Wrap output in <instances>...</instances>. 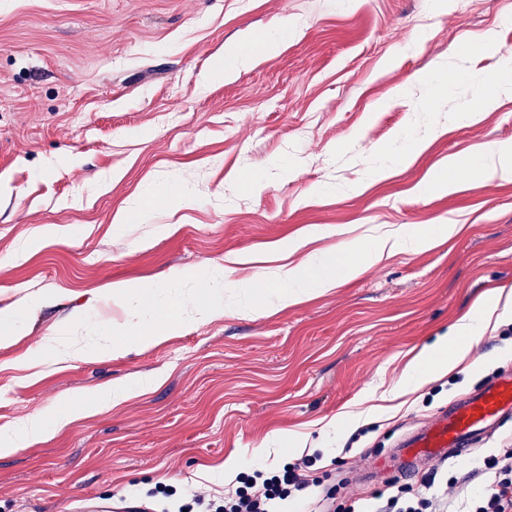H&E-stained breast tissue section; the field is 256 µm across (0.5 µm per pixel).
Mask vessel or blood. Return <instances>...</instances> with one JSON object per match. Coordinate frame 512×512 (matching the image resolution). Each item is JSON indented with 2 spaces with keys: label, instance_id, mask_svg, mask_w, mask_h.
<instances>
[{
  "label": "vessel or blood",
  "instance_id": "vessel-or-blood-1",
  "mask_svg": "<svg viewBox=\"0 0 512 512\" xmlns=\"http://www.w3.org/2000/svg\"><path fill=\"white\" fill-rule=\"evenodd\" d=\"M512 419V371L459 398L412 429L384 468L412 478L468 454L503 422Z\"/></svg>",
  "mask_w": 512,
  "mask_h": 512
}]
</instances>
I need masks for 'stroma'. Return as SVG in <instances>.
Returning a JSON list of instances; mask_svg holds the SVG:
<instances>
[{
  "label": "stroma",
  "instance_id": "stroma-1",
  "mask_svg": "<svg viewBox=\"0 0 512 512\" xmlns=\"http://www.w3.org/2000/svg\"><path fill=\"white\" fill-rule=\"evenodd\" d=\"M287 24L296 32L274 53L211 78L233 44ZM490 29L498 52L468 59ZM510 55L512 0H0V310L33 301L22 336L0 347V428L159 377L0 455V512H72L84 495L177 512L190 492L223 495L233 453L245 473L312 456L315 494L346 479L370 498L382 482L362 471L411 426L512 370V318H494L448 375L383 398L479 297L512 290V182L419 191L449 156L512 141V99L448 121ZM448 62L458 81L429 96L418 77ZM249 176L258 190L242 188ZM161 183L175 198L153 197ZM122 208L140 215L113 223ZM437 224L461 230L272 314L220 312L117 357L45 354L88 291L115 281L231 265L230 292L313 225L333 250ZM364 410L365 424L336 431L337 415ZM280 430L294 447L257 455ZM506 448L512 421L439 474L477 489L483 458ZM127 395L126 387H108L93 392L89 398L84 401L83 408L106 409L112 408V403L124 399Z\"/></svg>",
  "mask_w": 512,
  "mask_h": 512
}]
</instances>
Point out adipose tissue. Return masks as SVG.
Instances as JSON below:
<instances>
[{"label": "adipose tissue", "mask_w": 512, "mask_h": 512, "mask_svg": "<svg viewBox=\"0 0 512 512\" xmlns=\"http://www.w3.org/2000/svg\"><path fill=\"white\" fill-rule=\"evenodd\" d=\"M511 95L512 63L508 62L499 73L484 79L479 98L470 110L459 113L456 120L460 123L471 121L478 113L495 110L503 98ZM461 168L468 169L486 182H512V142L474 145L463 155L449 158L447 164L421 184V193L431 195L447 191L452 184L453 174ZM501 310L512 311V292L495 293L491 303L479 304L473 314L453 325L447 335L424 346L408 366L405 389L415 388L428 379L448 373L481 339L490 319Z\"/></svg>", "instance_id": "ef3b65f1"}]
</instances>
